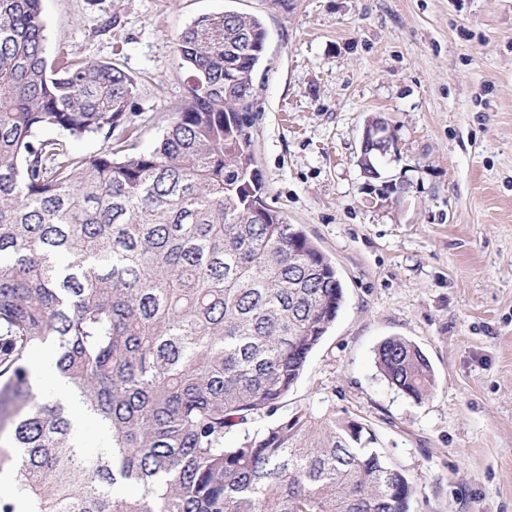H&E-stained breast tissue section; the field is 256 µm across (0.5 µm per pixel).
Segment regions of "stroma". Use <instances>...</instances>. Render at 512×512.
I'll list each match as a JSON object with an SVG mask.
<instances>
[{
    "label": "stroma",
    "instance_id": "obj_1",
    "mask_svg": "<svg viewBox=\"0 0 512 512\" xmlns=\"http://www.w3.org/2000/svg\"><path fill=\"white\" fill-rule=\"evenodd\" d=\"M48 50L138 81L151 149L190 82L177 36L227 10L262 18L251 135L268 201L336 266L344 306L281 407L362 424L414 486L411 512H512V0H43ZM111 32L101 27L109 17ZM398 137L406 180L371 198L366 121ZM418 345L436 380L414 400L375 349Z\"/></svg>",
    "mask_w": 512,
    "mask_h": 512
}]
</instances>
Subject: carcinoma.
<instances>
[{
    "label": "carcinoma",
    "mask_w": 512,
    "mask_h": 512,
    "mask_svg": "<svg viewBox=\"0 0 512 512\" xmlns=\"http://www.w3.org/2000/svg\"><path fill=\"white\" fill-rule=\"evenodd\" d=\"M267 30L194 20L192 72L150 150L130 152L138 85L118 64L48 65L42 0H0V512H409L414 487L364 427L274 414L336 321L331 259L267 202L250 128ZM98 136L95 154L77 140ZM49 346L70 398L109 437L92 456L31 383ZM387 382L435 387L414 343L377 348Z\"/></svg>",
    "instance_id": "1"
}]
</instances>
